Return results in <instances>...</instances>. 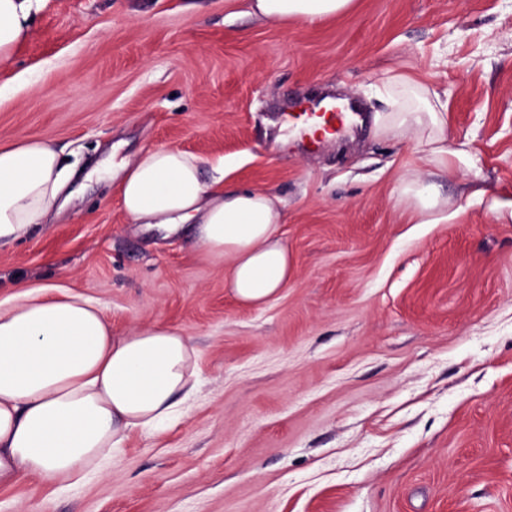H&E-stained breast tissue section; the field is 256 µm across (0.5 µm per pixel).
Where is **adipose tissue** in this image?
<instances>
[{"instance_id": "adipose-tissue-1", "label": "adipose tissue", "mask_w": 512, "mask_h": 512, "mask_svg": "<svg viewBox=\"0 0 512 512\" xmlns=\"http://www.w3.org/2000/svg\"><path fill=\"white\" fill-rule=\"evenodd\" d=\"M353 0H246L271 25L315 23L348 12ZM32 0H0V66L29 36ZM386 131L413 132L441 166L448 163L447 108L422 84L395 78ZM119 194L128 217L170 233L191 227L200 256L224 263L235 300L268 303L293 273L278 234L284 213L263 191L206 183L199 158L157 147L121 163ZM70 174L52 141L0 145V243L26 237L60 208ZM399 200L422 224L436 223L441 201L421 179ZM198 351L181 329L160 323L114 336L101 308L56 288L21 287L0 308V485L34 475L53 484L112 456L129 434L155 432L194 385Z\"/></svg>"}]
</instances>
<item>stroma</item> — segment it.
Listing matches in <instances>:
<instances>
[{"label": "stroma", "instance_id": "35a3bbf8", "mask_svg": "<svg viewBox=\"0 0 512 512\" xmlns=\"http://www.w3.org/2000/svg\"><path fill=\"white\" fill-rule=\"evenodd\" d=\"M0 67V144L51 140L73 199L0 246L11 284L163 322L199 352L198 392L84 479L0 487V512H512V0H354L268 25L245 0H36ZM448 105V166L378 132L388 77ZM361 124L301 144L278 115L324 94ZM173 147L277 197L295 261L245 308L186 231L135 224L103 170ZM421 178L446 204L417 223ZM399 200L420 224H435V211L443 203L420 178L406 181L400 190Z\"/></svg>", "mask_w": 512, "mask_h": 512}]
</instances>
